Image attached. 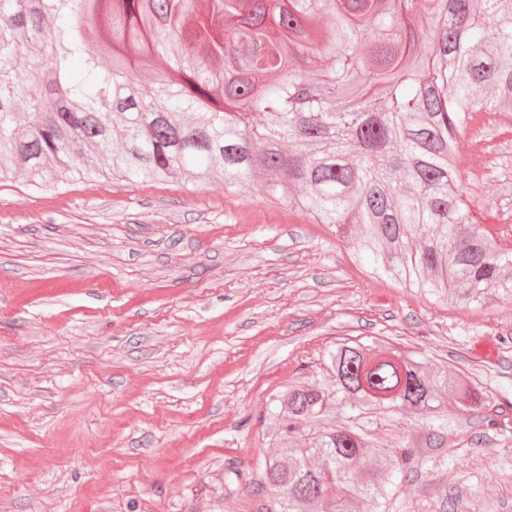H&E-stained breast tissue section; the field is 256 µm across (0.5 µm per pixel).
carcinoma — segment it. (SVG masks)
<instances>
[{
    "label": "carcinoma",
    "mask_w": 512,
    "mask_h": 512,
    "mask_svg": "<svg viewBox=\"0 0 512 512\" xmlns=\"http://www.w3.org/2000/svg\"><path fill=\"white\" fill-rule=\"evenodd\" d=\"M168 70L141 90L135 57ZM25 64L16 65L18 57ZM223 84L224 109L210 106ZM481 112L512 120V0H0V182L224 171L354 237L372 274L465 305L512 295V248L475 223L459 144ZM336 388L288 391L265 458L275 512L386 504L412 463L350 428L303 434L337 402L362 414L486 408L459 375L339 342Z\"/></svg>",
    "instance_id": "1"
}]
</instances>
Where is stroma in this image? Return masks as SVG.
Listing matches in <instances>:
<instances>
[{
    "label": "stroma",
    "mask_w": 512,
    "mask_h": 512,
    "mask_svg": "<svg viewBox=\"0 0 512 512\" xmlns=\"http://www.w3.org/2000/svg\"><path fill=\"white\" fill-rule=\"evenodd\" d=\"M477 224L512 231V121L459 145ZM258 182L0 183V512H267L289 386L332 388L342 339L466 377L485 414L332 405L303 430L408 441L386 512H512V296L453 306L368 274Z\"/></svg>",
    "instance_id": "stroma-1"
}]
</instances>
